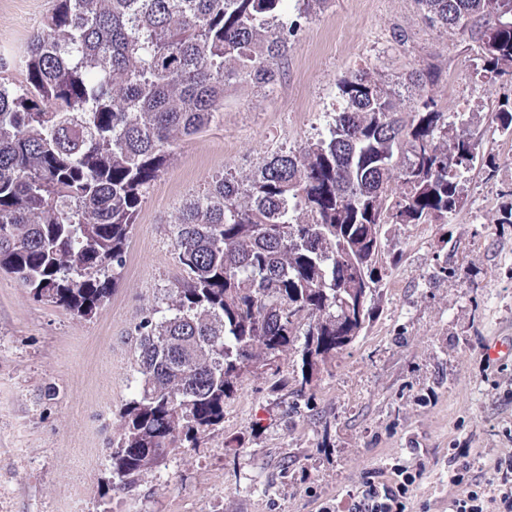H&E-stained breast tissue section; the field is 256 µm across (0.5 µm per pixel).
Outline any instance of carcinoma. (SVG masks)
Instances as JSON below:
<instances>
[{"instance_id":"1","label":"carcinoma","mask_w":512,"mask_h":512,"mask_svg":"<svg viewBox=\"0 0 512 512\" xmlns=\"http://www.w3.org/2000/svg\"><path fill=\"white\" fill-rule=\"evenodd\" d=\"M286 0H55L19 60L0 58V271L82 317L109 298L147 187L175 142L224 108V86H271ZM431 24L477 44L512 75V0H418ZM441 71L410 75L411 120L369 69L339 78L328 135L220 174L176 219L182 277L136 327L140 388L112 443L130 493L184 442L224 423L240 377L304 336L291 394L374 319L385 224L448 223L480 144L445 121ZM112 275H107V272Z\"/></svg>"}]
</instances>
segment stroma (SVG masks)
I'll use <instances>...</instances> for the list:
<instances>
[{"label": "stroma", "mask_w": 512, "mask_h": 512, "mask_svg": "<svg viewBox=\"0 0 512 512\" xmlns=\"http://www.w3.org/2000/svg\"><path fill=\"white\" fill-rule=\"evenodd\" d=\"M55 0H0V56L22 54ZM288 37L274 85L236 83L200 133L149 185L126 265L90 317L46 304L0 273V512H320L371 469L410 461L426 471L414 500L448 512V451L490 462L512 450V77L485 82L475 43L430 25L417 0H329ZM447 116L467 128L494 166L463 173L461 207L445 224H387L377 315L336 358L318 365L312 405L275 389L301 373L299 352L278 376H242L224 423L180 448L129 494L112 487L110 448L136 397L135 328L165 309L181 277L175 220L212 176L257 170L273 153L323 137L342 107L341 75L370 68L399 94L404 118L418 97L411 72L427 64ZM451 262L459 279L440 280Z\"/></svg>", "instance_id": "35a3bbf8"}]
</instances>
